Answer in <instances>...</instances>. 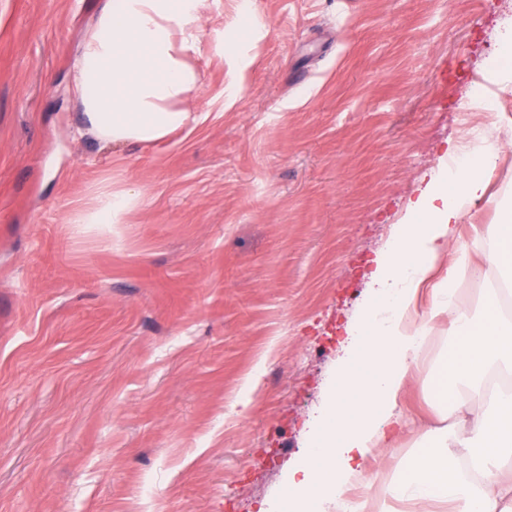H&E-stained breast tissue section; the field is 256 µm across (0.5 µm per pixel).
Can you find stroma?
<instances>
[{"instance_id": "1", "label": "stroma", "mask_w": 512, "mask_h": 512, "mask_svg": "<svg viewBox=\"0 0 512 512\" xmlns=\"http://www.w3.org/2000/svg\"><path fill=\"white\" fill-rule=\"evenodd\" d=\"M241 2L207 13L195 122L113 146L69 78L104 0H0V512H261L424 174L464 120L512 144V83L487 80L512 0H253L242 70L213 41ZM487 180L460 226L478 260L512 153ZM107 186L140 193L124 223H71ZM429 340L372 498L440 423L454 338Z\"/></svg>"}]
</instances>
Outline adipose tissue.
Listing matches in <instances>:
<instances>
[{
  "instance_id": "adipose-tissue-1",
  "label": "adipose tissue",
  "mask_w": 512,
  "mask_h": 512,
  "mask_svg": "<svg viewBox=\"0 0 512 512\" xmlns=\"http://www.w3.org/2000/svg\"><path fill=\"white\" fill-rule=\"evenodd\" d=\"M210 0H108L85 35L72 83L87 130L113 144L160 141L193 121ZM461 142L424 179L377 255L368 299L346 333L348 346L327 389L302 462L289 472L276 512H324L366 482L386 428L398 425L400 399L421 369L435 318H447L455 357L434 388L448 398L453 426L430 427L426 449L409 461L388 496L448 512H512V394L485 388L493 372L512 371V317L500 312L502 290L490 286L484 313L471 316L452 300L460 277L475 271L458 244L459 224L488 190L484 172L500 158L497 144L461 162ZM140 198L132 188L97 192L76 208L75 224H117ZM486 252L512 276V210L480 232ZM426 314H419L421 296Z\"/></svg>"
}]
</instances>
